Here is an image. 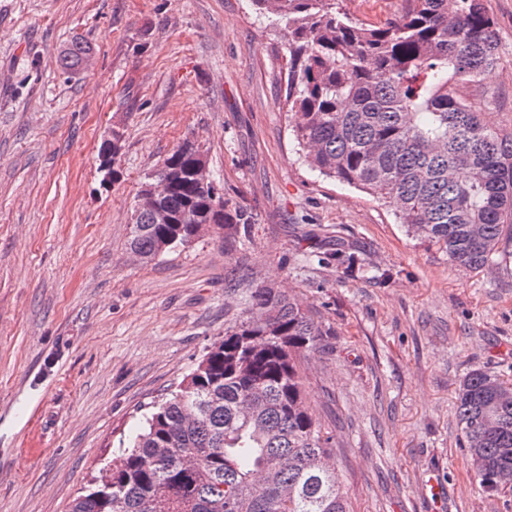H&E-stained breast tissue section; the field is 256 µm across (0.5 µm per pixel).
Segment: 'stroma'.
Returning <instances> with one entry per match:
<instances>
[{
  "label": "stroma",
  "mask_w": 512,
  "mask_h": 512,
  "mask_svg": "<svg viewBox=\"0 0 512 512\" xmlns=\"http://www.w3.org/2000/svg\"><path fill=\"white\" fill-rule=\"evenodd\" d=\"M484 3L499 62L468 94L494 95L484 118L508 134L512 0ZM341 6L381 25L404 2ZM283 34L250 0H0V512H68L257 286L331 331L301 371L353 512H512V488L483 492L455 406L471 370L512 382V257L459 267L313 171L281 104ZM75 38L94 62L67 76ZM115 130L122 176L105 185ZM187 138L252 222L138 260L136 195ZM340 244L360 270L319 262Z\"/></svg>",
  "instance_id": "obj_1"
}]
</instances>
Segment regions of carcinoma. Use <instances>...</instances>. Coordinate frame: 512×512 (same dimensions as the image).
<instances>
[{"instance_id": "cac0c4a2", "label": "carcinoma", "mask_w": 512, "mask_h": 512, "mask_svg": "<svg viewBox=\"0 0 512 512\" xmlns=\"http://www.w3.org/2000/svg\"><path fill=\"white\" fill-rule=\"evenodd\" d=\"M285 24V95L308 164L370 194L458 265L481 270L512 245V135L483 119L461 87L497 66L496 24L484 0H404L374 26L340 0H251ZM76 42L59 59L83 69ZM195 148L180 142L155 171L173 224L134 209L128 249L142 260L187 247L195 225L247 231L251 216L185 176ZM331 331L283 292L241 295L224 329L177 388L153 402L141 432L73 499L70 512H350L303 389L301 358ZM456 415L482 489L512 471V383L479 369L456 394Z\"/></svg>"}]
</instances>
